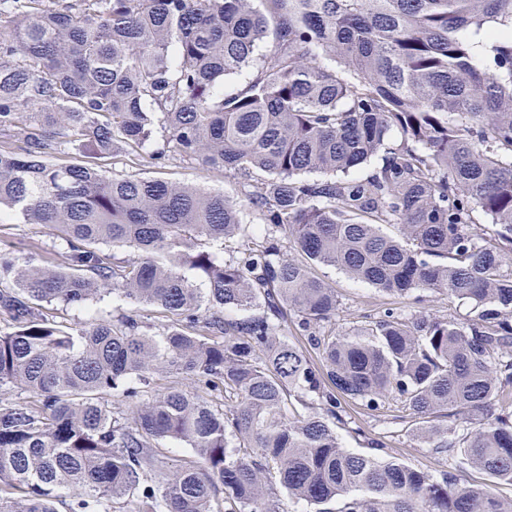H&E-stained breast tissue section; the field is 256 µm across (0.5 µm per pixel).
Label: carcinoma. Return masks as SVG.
Returning <instances> with one entry per match:
<instances>
[{"instance_id": "1", "label": "carcinoma", "mask_w": 512, "mask_h": 512, "mask_svg": "<svg viewBox=\"0 0 512 512\" xmlns=\"http://www.w3.org/2000/svg\"><path fill=\"white\" fill-rule=\"evenodd\" d=\"M175 152L240 177L245 204L98 164ZM7 216L52 228L62 263L0 253V512H279L281 493L311 512H512L456 479L512 485V0H0ZM312 264L477 314L327 331L336 293ZM111 294L130 311L50 314ZM160 373L197 391L147 394ZM392 401L448 468L343 446L336 428L363 434L347 404ZM164 441L197 460L169 464ZM433 302L429 303L432 312L439 316L448 317V319H455L458 322H467L475 313L472 310L471 304L460 300L454 295L448 293L436 294Z\"/></svg>"}]
</instances>
